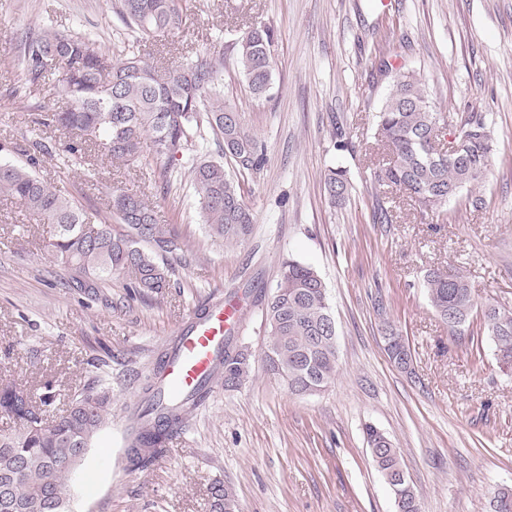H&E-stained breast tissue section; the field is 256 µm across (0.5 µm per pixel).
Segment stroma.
<instances>
[{
  "label": "stroma",
  "mask_w": 512,
  "mask_h": 512,
  "mask_svg": "<svg viewBox=\"0 0 512 512\" xmlns=\"http://www.w3.org/2000/svg\"><path fill=\"white\" fill-rule=\"evenodd\" d=\"M115 2L0 0V161L25 162L45 142L40 178L112 224V191L144 194L188 248L175 286L132 300L126 278L104 285L55 264L50 225L0 200V384L38 394L49 385L61 404L88 385L112 393L109 424L70 475V512H210L218 481L239 512H396L365 440L369 424L399 448L423 512H489L490 492L512 488V373L482 320L471 326L474 344L453 342L421 283L430 269L459 271L478 302L512 309V0H185L182 29L136 43ZM259 23L274 30L276 61L260 99L234 51L244 25ZM43 24L161 64L223 43L224 102L266 152L241 178L254 215L248 239L211 237L187 171L164 178V161L62 170L58 133L37 128L36 99L17 92L21 41ZM384 58L422 78L447 124L489 116L495 151L482 208L462 195L429 211L374 186L373 165L387 155L373 138ZM332 168L352 185L339 205L324 186ZM381 199L394 202L386 223ZM287 257L318 272L336 320V377L313 396L289 394L262 361L261 308ZM220 298L242 310L233 336L249 379L236 388L214 380L166 454L132 469L133 414L158 357ZM385 320L408 339L412 373L389 361Z\"/></svg>",
  "instance_id": "1"
}]
</instances>
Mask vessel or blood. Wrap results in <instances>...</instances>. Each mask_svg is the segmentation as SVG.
<instances>
[{
    "instance_id": "b4317fda",
    "label": "vessel or blood",
    "mask_w": 512,
    "mask_h": 512,
    "mask_svg": "<svg viewBox=\"0 0 512 512\" xmlns=\"http://www.w3.org/2000/svg\"><path fill=\"white\" fill-rule=\"evenodd\" d=\"M238 317V308L215 302L204 318L192 319L179 332L178 348L159 378L165 389L189 393L211 374L215 352Z\"/></svg>"
}]
</instances>
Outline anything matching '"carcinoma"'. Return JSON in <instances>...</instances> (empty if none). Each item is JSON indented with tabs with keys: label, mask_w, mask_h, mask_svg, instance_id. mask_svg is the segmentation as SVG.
Returning <instances> with one entry per match:
<instances>
[{
	"label": "carcinoma",
	"mask_w": 512,
	"mask_h": 512,
	"mask_svg": "<svg viewBox=\"0 0 512 512\" xmlns=\"http://www.w3.org/2000/svg\"><path fill=\"white\" fill-rule=\"evenodd\" d=\"M116 14L137 39L156 38L185 24L183 0H118ZM273 32L255 24L235 45L240 76L254 96L269 93L275 61ZM22 89L27 97L54 79L70 101L58 111L39 104V124L64 137L62 157L80 166L91 154L135 163L143 141L151 143L153 157L187 169L193 196L204 223L216 238L239 241L253 231L254 218L243 200L239 183L226 170L238 173L262 167L266 155L248 132L238 111L224 105V47L177 65L158 67L133 50L103 49L91 35H73L53 26H39L22 40ZM379 71L392 74L388 92L374 120V138L390 150L393 160L373 169V183L394 185L427 210H435L463 191L483 184L493 155L491 123L483 115L460 119L455 131L463 157L449 160L437 147L440 117L434 112L425 85L412 72L394 70L387 60ZM217 136L219 158L210 157L209 141L201 128ZM39 159L24 165L0 162V198L14 199L25 211L53 226L48 248L55 263L102 283L125 277L134 294L158 295L171 287L169 256L183 250L178 235L156 221L153 208L138 193L112 195V212L119 224L102 220L81 201L46 184L36 174ZM325 189L333 201L346 199L350 185L345 171L332 168ZM422 288L433 312L448 324V334L468 335L475 310L484 324L503 366L512 369V310L491 303L478 306L472 288L459 273L436 269L425 272ZM263 359L269 372L294 395H315L336 376V330H327L334 315L319 274L292 258L280 266L273 294L263 311ZM389 360L399 353L403 339L383 321ZM225 338L217 355L213 377L239 386L250 372L247 354L231 348ZM204 382L187 396L161 404L157 383L145 389L136 411L137 426L127 458L134 469L150 466L182 430L186 416L208 394ZM54 399L51 385L36 396L23 385L0 386V411L17 427L0 432V512H50L51 504L68 499L74 458L110 418L112 397L105 390L85 388L70 396L67 409L50 420L46 407ZM366 439L377 470L389 486L397 512H421L400 452L377 428H366ZM210 512H238L235 496L222 483L210 489ZM490 512H512V489H498L489 500Z\"/></svg>",
	"instance_id": "cac0c4a2"
}]
</instances>
